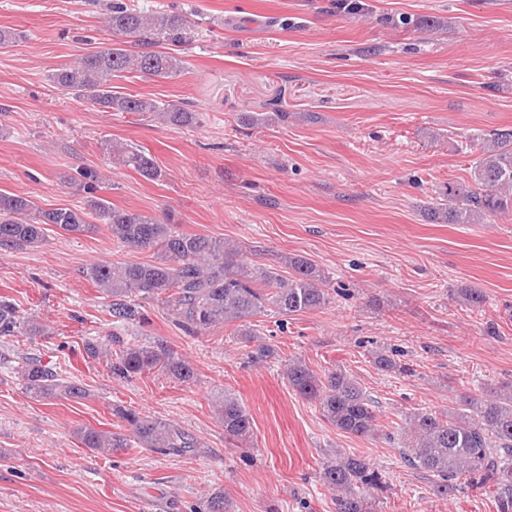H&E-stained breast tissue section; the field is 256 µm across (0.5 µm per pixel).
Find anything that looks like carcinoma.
<instances>
[{"label":"carcinoma","mask_w":512,"mask_h":512,"mask_svg":"<svg viewBox=\"0 0 512 512\" xmlns=\"http://www.w3.org/2000/svg\"><path fill=\"white\" fill-rule=\"evenodd\" d=\"M336 12L364 16L366 0H336ZM108 26L124 38L110 47L81 57L57 69L53 83L78 101L105 112H136L177 128L201 125V113L184 103H160L146 97L126 96L112 90V78L141 72L158 79L181 74L185 61L163 46L178 47L191 35L185 17L130 7L124 0L108 6ZM393 25L435 32L444 27L437 17L412 19L402 16ZM288 113L241 112L238 122L247 128L287 122ZM114 157L142 177L161 176L153 158L128 144L106 143ZM84 206L42 209L27 197L0 193V251L39 248L46 226L66 234L93 232L104 224L118 244L153 250L147 262H94L80 270L108 299L112 321L129 325L139 318L145 301L166 306L174 324L198 336L217 327H231L247 342L257 338L248 319L256 316H291L322 309L331 303L329 275L298 254L282 258L288 275L275 267L256 265L242 251L222 239L180 232L173 224H161L150 216L112 206L98 195L99 175H82ZM473 185L450 181L438 190L435 203L425 208L432 224H483L489 218L512 212V129H497L481 138L479 158L471 171ZM47 328L20 315L19 305L0 296V337L15 341L45 334ZM83 355L105 360L112 374L131 379L160 374L175 382L194 377L190 363L159 340L125 339L118 332L104 340L88 339ZM376 368L409 373L385 350L372 353ZM25 393L37 401L84 398L86 389L43 361L35 353L20 352L11 367ZM282 376L302 397L316 402L324 420L337 430L356 437L378 433L375 401L348 373L335 369L318 374L296 358L283 364ZM116 414L128 424V433L93 427L77 429L76 438L86 448L110 453L120 448H145L161 455L186 456L202 444L181 425L118 406ZM224 426V439L246 442L252 435V418L239 400L224 395L215 406ZM400 455L412 469L433 477L434 492L451 497L461 490L460 478L494 489L500 512H512V381L486 387L477 394L459 397L448 410H425L406 417L401 427ZM320 480L335 495L337 512H375V491L383 490L382 476L365 457L339 450L321 462ZM203 512H229L221 490L213 491Z\"/></svg>","instance_id":"obj_1"}]
</instances>
